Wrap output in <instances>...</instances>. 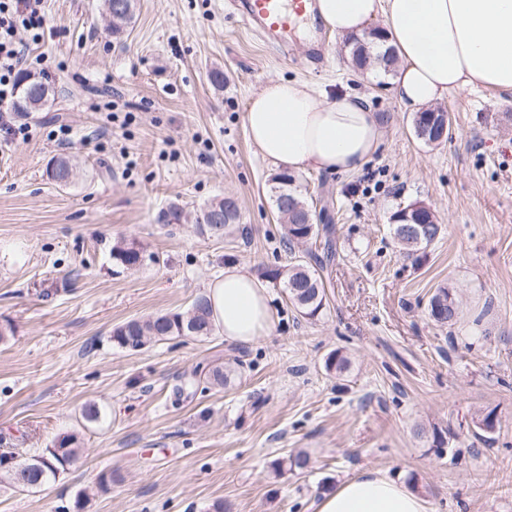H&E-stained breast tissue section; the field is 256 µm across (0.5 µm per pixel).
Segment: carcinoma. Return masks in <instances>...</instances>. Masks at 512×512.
<instances>
[{
  "label": "carcinoma",
  "instance_id": "1",
  "mask_svg": "<svg viewBox=\"0 0 512 512\" xmlns=\"http://www.w3.org/2000/svg\"><path fill=\"white\" fill-rule=\"evenodd\" d=\"M373 44L374 39H367L362 35L349 38L353 66L360 71L378 66L386 74L394 72L393 61L396 59V54L386 51L374 58L371 54ZM20 84L21 95L16 109L22 112H39L54 97V91L50 85L32 79L28 75L21 77ZM55 163L60 178L56 185L68 188L74 184L78 175L77 163L68 156L57 158ZM271 183L275 210L283 221V238L288 245H303L312 240L318 243L321 252H308L314 260L312 266L300 260L286 269H266L262 275L283 288L300 313L308 318H314L322 311L326 301L321 272L324 265L331 261L336 253L333 225L324 223L323 216L316 213V209L309 206L303 199L293 175L286 172L275 174L271 177ZM290 198L301 204V208L295 211L292 219L289 218L288 209ZM212 207L213 203H207L197 209L193 215L194 222L206 225L211 235L222 237L226 228L240 223V210L236 208L224 217L221 228H212V225L207 223V214ZM417 228L420 239L415 240L404 231V225H392L394 239L409 255L421 246L432 244L442 233L440 224H419ZM112 258L126 268H134L141 264L143 253L135 244L125 243L112 248ZM461 314L459 305L450 297L448 289L440 288L432 296L430 315L438 324L453 325ZM213 332L214 326L210 320L207 299L201 295L193 301L188 312H169L143 320L133 319L117 326L112 331V340L122 348L138 351L153 341H161L170 336L207 337ZM74 443L75 437L67 435L60 438L53 447L45 449L43 453L24 459L22 464L26 466V474L20 479L14 472V453L0 454V468L11 471L13 483L17 487L26 490L38 489L50 479L56 478L64 466L76 459L77 449L73 448Z\"/></svg>",
  "mask_w": 512,
  "mask_h": 512
}]
</instances>
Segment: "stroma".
<instances>
[{"label":"stroma","mask_w":512,"mask_h":512,"mask_svg":"<svg viewBox=\"0 0 512 512\" xmlns=\"http://www.w3.org/2000/svg\"><path fill=\"white\" fill-rule=\"evenodd\" d=\"M44 13L32 52L53 69L55 96L0 155V326L12 327L0 340V453L27 458L64 434L80 453L37 490L0 469V512H316L366 469L405 481L429 512H512V94L444 96L451 134L428 145L390 78L355 70L328 27L317 68L309 34L278 54L228 0H136L117 35L103 0H44ZM272 77L330 102L360 95L385 118L360 171L297 176L335 227L324 309L302 316L273 287L275 329L253 344L216 332L119 347L115 327L188 310L225 268L291 263L274 169L243 125ZM61 123L73 129L64 148L50 137ZM62 154L80 165L67 189L46 176ZM227 196L241 221L224 237L159 220L171 204ZM415 202L443 234L409 256L390 218ZM120 241L137 243L141 266L113 260ZM441 287L462 308L452 326L429 315ZM335 351L348 371L327 368ZM216 365L231 368L229 385L201 378L175 400V386ZM91 404L101 422L84 419ZM300 449L312 464L298 475L281 462Z\"/></svg>","instance_id":"35a3bbf8"}]
</instances>
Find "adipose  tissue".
Segmentation results:
<instances>
[{
    "label": "adipose tissue",
    "mask_w": 512,
    "mask_h": 512,
    "mask_svg": "<svg viewBox=\"0 0 512 512\" xmlns=\"http://www.w3.org/2000/svg\"><path fill=\"white\" fill-rule=\"evenodd\" d=\"M337 34H363L376 16L401 61L395 78L403 108L418 110L451 92L482 86L512 92V0H317ZM384 119L355 95L323 102L309 84L268 80L244 114L248 141L276 168L355 173L379 149ZM215 329L254 343L271 334L275 315L266 288L228 269L207 287ZM317 512H427L403 481L367 469L322 494Z\"/></svg>",
    "instance_id": "adipose-tissue-1"
}]
</instances>
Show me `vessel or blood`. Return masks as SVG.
Listing matches in <instances>:
<instances>
[{"label": "vessel or blood", "instance_id": "vessel-or-blood-1", "mask_svg": "<svg viewBox=\"0 0 512 512\" xmlns=\"http://www.w3.org/2000/svg\"><path fill=\"white\" fill-rule=\"evenodd\" d=\"M231 7L248 30L284 47L297 24L314 15L315 0H232Z\"/></svg>", "mask_w": 512, "mask_h": 512}]
</instances>
